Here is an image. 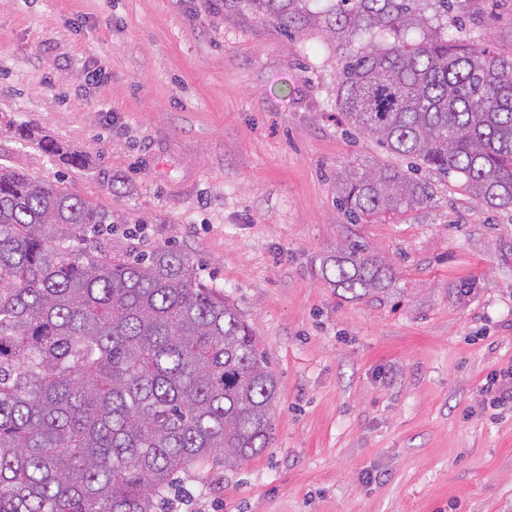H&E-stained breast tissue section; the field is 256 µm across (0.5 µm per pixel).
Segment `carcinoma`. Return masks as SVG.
Segmentation results:
<instances>
[{"instance_id": "1", "label": "carcinoma", "mask_w": 512, "mask_h": 512, "mask_svg": "<svg viewBox=\"0 0 512 512\" xmlns=\"http://www.w3.org/2000/svg\"><path fill=\"white\" fill-rule=\"evenodd\" d=\"M469 0H224L288 33L351 42L338 68L346 125L492 209H512V56L447 35ZM432 11L426 16V11ZM435 28L419 40L413 28ZM355 218L405 214L428 186L395 167L336 178ZM112 215L0 164V512H155L174 472L269 447L278 381L266 350L189 258L114 256ZM361 296L388 275L352 245L325 269Z\"/></svg>"}]
</instances>
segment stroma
Masks as SVG:
<instances>
[{"instance_id": "stroma-1", "label": "stroma", "mask_w": 512, "mask_h": 512, "mask_svg": "<svg viewBox=\"0 0 512 512\" xmlns=\"http://www.w3.org/2000/svg\"><path fill=\"white\" fill-rule=\"evenodd\" d=\"M469 9L454 38L511 54L512 0ZM347 52L224 0H0V163L108 211L112 253L190 256L278 380L269 448L178 471L159 512H512V408L483 390L512 383V211L422 169L418 209L346 216L337 171L410 166L346 132ZM354 243L388 287L326 281Z\"/></svg>"}]
</instances>
